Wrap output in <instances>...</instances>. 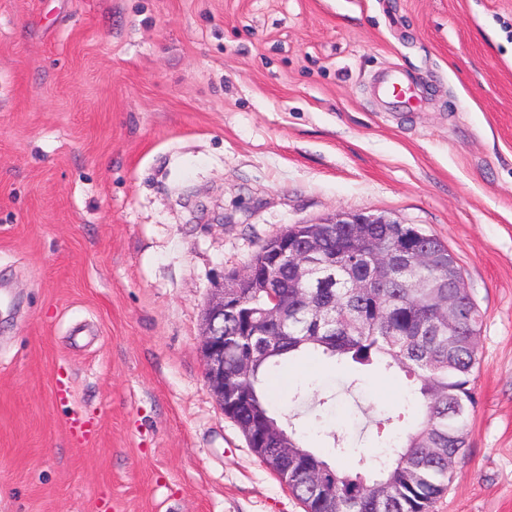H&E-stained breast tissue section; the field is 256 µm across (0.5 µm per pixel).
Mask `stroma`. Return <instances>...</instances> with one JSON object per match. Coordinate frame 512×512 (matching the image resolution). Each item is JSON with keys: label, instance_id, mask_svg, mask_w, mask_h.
Here are the masks:
<instances>
[{"label": "stroma", "instance_id": "stroma-1", "mask_svg": "<svg viewBox=\"0 0 512 512\" xmlns=\"http://www.w3.org/2000/svg\"><path fill=\"white\" fill-rule=\"evenodd\" d=\"M341 212L457 257L480 404L431 512H512V0H0V512H304L212 395L202 316ZM268 386L324 398L296 426L351 468L407 396L317 354ZM380 93L396 107L410 105L411 97L400 73L390 72L379 83Z\"/></svg>", "mask_w": 512, "mask_h": 512}]
</instances>
